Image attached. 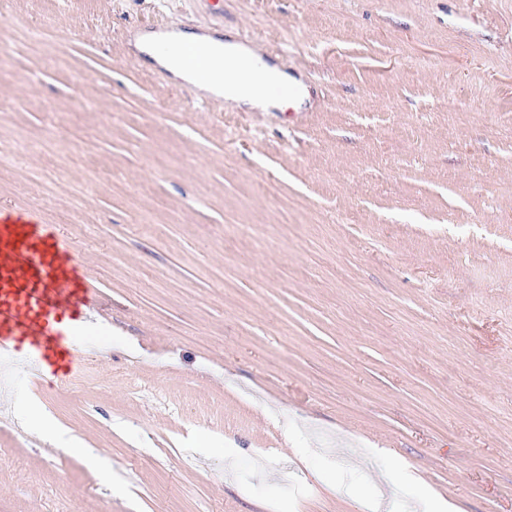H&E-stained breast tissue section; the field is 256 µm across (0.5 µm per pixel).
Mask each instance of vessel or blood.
Returning a JSON list of instances; mask_svg holds the SVG:
<instances>
[{
	"instance_id": "vessel-or-blood-1",
	"label": "vessel or blood",
	"mask_w": 512,
	"mask_h": 512,
	"mask_svg": "<svg viewBox=\"0 0 512 512\" xmlns=\"http://www.w3.org/2000/svg\"><path fill=\"white\" fill-rule=\"evenodd\" d=\"M101 306L47 226L0 210V358L23 360L34 375L72 372L76 334Z\"/></svg>"
}]
</instances>
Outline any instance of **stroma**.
<instances>
[{
    "mask_svg": "<svg viewBox=\"0 0 512 512\" xmlns=\"http://www.w3.org/2000/svg\"><path fill=\"white\" fill-rule=\"evenodd\" d=\"M138 27L305 104H201ZM0 208L108 311L0 361V512H512V0H0Z\"/></svg>",
    "mask_w": 512,
    "mask_h": 512,
    "instance_id": "stroma-1",
    "label": "stroma"
}]
</instances>
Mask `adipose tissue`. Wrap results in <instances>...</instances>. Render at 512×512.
<instances>
[{
	"instance_id": "ef3b65f1",
	"label": "adipose tissue",
	"mask_w": 512,
	"mask_h": 512,
	"mask_svg": "<svg viewBox=\"0 0 512 512\" xmlns=\"http://www.w3.org/2000/svg\"><path fill=\"white\" fill-rule=\"evenodd\" d=\"M150 58L173 76L193 82L207 95L224 97L230 107L265 112L298 106V79L263 63L262 53L240 42L195 32L158 34ZM250 75H242L243 65Z\"/></svg>"
}]
</instances>
